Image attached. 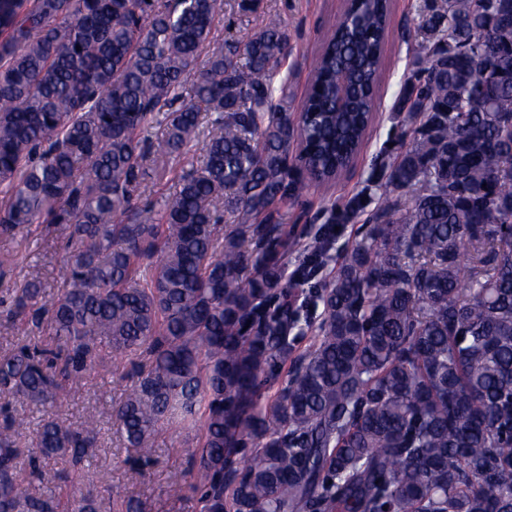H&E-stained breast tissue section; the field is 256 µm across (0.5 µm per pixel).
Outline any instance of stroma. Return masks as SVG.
I'll return each mask as SVG.
<instances>
[{"instance_id": "obj_1", "label": "stroma", "mask_w": 512, "mask_h": 512, "mask_svg": "<svg viewBox=\"0 0 512 512\" xmlns=\"http://www.w3.org/2000/svg\"><path fill=\"white\" fill-rule=\"evenodd\" d=\"M344 7V0H262L260 11L250 13L240 10L239 0H224V17L215 36L220 42L241 41L261 27L266 14L278 15L290 38V51L281 70L288 75V109L296 116L301 111L322 39L340 20ZM422 7L423 0H391L393 35L384 47L377 112L363 148L350 170L334 184L308 189L298 203L283 211V223L317 232L325 223L327 207L361 193L368 181L376 179V156L398 141L400 125L394 109L413 68L414 57L402 34L418 23ZM64 244L65 238L57 224H36L31 235L20 234L12 240L0 238V261H8L12 267L10 274L0 279V352L18 345L47 343L44 332L13 324L8 311L26 279L41 280L45 297L56 294ZM133 382L127 371L113 370L108 356L90 376L70 382L69 396L56 408V415L75 426L89 411L96 412L99 419L97 446L88 474L83 478L66 476L67 465L60 458L41 460V467L49 478L55 479L57 493L65 503L89 489L108 487L112 495L106 498L102 512H126L132 499L146 502L150 512H200L196 498L175 501L167 494L170 480L189 467L195 448L194 430L160 431L153 456L146 463L133 461L117 433L111 421L112 407L124 398Z\"/></svg>"}]
</instances>
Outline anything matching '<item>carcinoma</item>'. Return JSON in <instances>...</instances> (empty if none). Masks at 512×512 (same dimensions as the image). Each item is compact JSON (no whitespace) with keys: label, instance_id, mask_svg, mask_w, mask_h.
Wrapping results in <instances>:
<instances>
[{"label":"carcinoma","instance_id":"obj_1","mask_svg":"<svg viewBox=\"0 0 512 512\" xmlns=\"http://www.w3.org/2000/svg\"><path fill=\"white\" fill-rule=\"evenodd\" d=\"M223 11L0 0V237L60 224L67 249L54 298L31 279L13 301L51 342L0 354V395L58 406L108 350L114 370L135 369L111 414L125 447L147 460L160 430H195L168 494L201 512H512V0H425L405 32L418 62L396 107L400 150L375 158L411 200L381 192L355 244L335 256L323 229L291 272L281 209L361 150L388 0H347L296 120L275 86L280 19L213 47ZM204 115L202 166L162 204L138 203L143 161L187 154ZM362 213L341 202L326 223ZM332 261L334 278L312 282ZM306 286L317 323L298 304ZM97 426L93 412L77 428L49 416L32 435L4 417L0 512H57L36 459L80 466Z\"/></svg>","mask_w":512,"mask_h":512}]
</instances>
